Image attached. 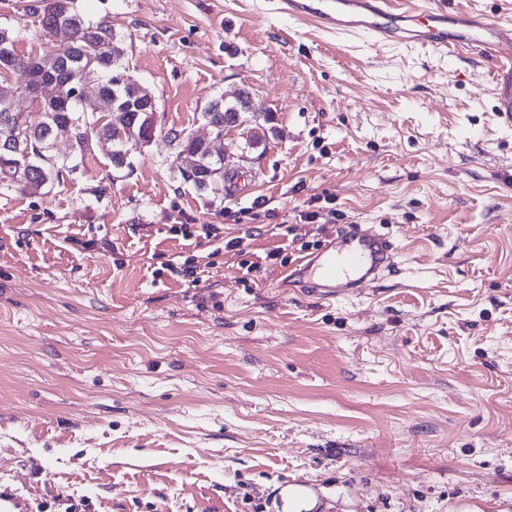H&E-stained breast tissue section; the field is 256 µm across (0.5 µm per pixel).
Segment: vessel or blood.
Here are the masks:
<instances>
[{
	"label": "vessel or blood",
	"instance_id": "1",
	"mask_svg": "<svg viewBox=\"0 0 512 512\" xmlns=\"http://www.w3.org/2000/svg\"><path fill=\"white\" fill-rule=\"evenodd\" d=\"M291 18H310L327 32L385 45L422 46L436 52L468 49L489 64L496 112L512 128V16L491 20L478 12L427 7L400 10L394 0H278ZM398 247L393 236L359 224L339 225L319 251L281 272L276 286L299 288L332 302L393 266Z\"/></svg>",
	"mask_w": 512,
	"mask_h": 512
}]
</instances>
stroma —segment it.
Segmentation results:
<instances>
[{
	"instance_id": "1",
	"label": "stroma",
	"mask_w": 512,
	"mask_h": 512,
	"mask_svg": "<svg viewBox=\"0 0 512 512\" xmlns=\"http://www.w3.org/2000/svg\"><path fill=\"white\" fill-rule=\"evenodd\" d=\"M0 0L19 54L51 37ZM125 35L158 135L0 192V512H512V130L469 52L345 41L267 0H78ZM234 174L176 177L169 128ZM397 270L327 303L279 274L337 225ZM193 267V278L176 275ZM258 108L255 107L254 99L251 92L244 90L239 96L235 98L233 103H226L222 97L211 100L200 112V119L208 125L213 124L215 126H221L225 130L233 128L231 119H227L224 122L225 116L230 114L231 118L236 116L241 118L243 112H256ZM222 128H215L216 131L212 132L215 134L214 140H220L223 138L224 133Z\"/></svg>"
}]
</instances>
